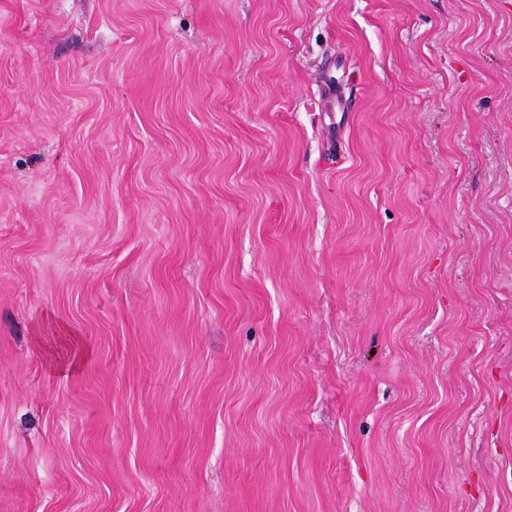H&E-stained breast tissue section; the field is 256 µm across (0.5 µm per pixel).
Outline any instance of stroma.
Instances as JSON below:
<instances>
[{"label": "stroma", "instance_id": "35a3bbf8", "mask_svg": "<svg viewBox=\"0 0 512 512\" xmlns=\"http://www.w3.org/2000/svg\"><path fill=\"white\" fill-rule=\"evenodd\" d=\"M0 512H512V0H0ZM67 338L66 344L68 349L56 358L52 363V369L59 373L66 375L72 373L79 368V366L91 355V349L83 344L77 337L74 336L65 327L59 326L57 330Z\"/></svg>", "mask_w": 512, "mask_h": 512}]
</instances>
